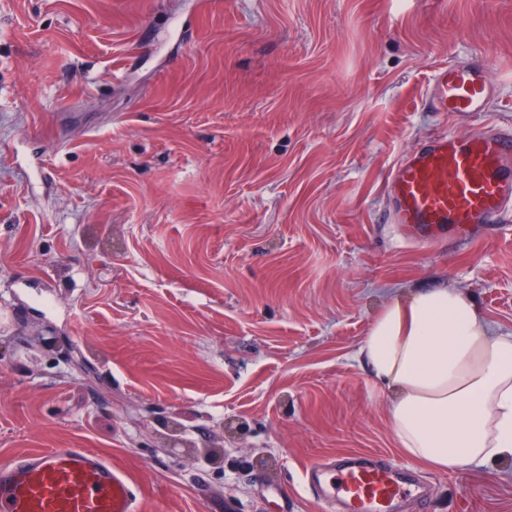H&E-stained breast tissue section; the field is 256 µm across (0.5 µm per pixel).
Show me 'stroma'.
Masks as SVG:
<instances>
[{"instance_id": "stroma-1", "label": "stroma", "mask_w": 512, "mask_h": 512, "mask_svg": "<svg viewBox=\"0 0 512 512\" xmlns=\"http://www.w3.org/2000/svg\"><path fill=\"white\" fill-rule=\"evenodd\" d=\"M479 56L512 124V0H0V463L91 448L144 512H337L347 457L397 512H512V462L402 454L357 350L441 283L512 334V222L411 241L386 179L438 65ZM186 445H166L172 430Z\"/></svg>"}]
</instances>
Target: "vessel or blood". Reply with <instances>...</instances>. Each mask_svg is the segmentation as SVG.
<instances>
[{
    "instance_id": "1",
    "label": "vessel or blood",
    "mask_w": 512,
    "mask_h": 512,
    "mask_svg": "<svg viewBox=\"0 0 512 512\" xmlns=\"http://www.w3.org/2000/svg\"><path fill=\"white\" fill-rule=\"evenodd\" d=\"M496 94L485 63L439 65L426 104L471 118ZM386 195L394 223L411 237L469 241L512 212V127L484 125L458 136L438 133L402 157ZM388 468H351L326 482L322 496L347 512H392L406 495ZM0 512H142L128 474L90 448L29 449L0 464Z\"/></svg>"
}]
</instances>
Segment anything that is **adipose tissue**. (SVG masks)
<instances>
[{
  "mask_svg": "<svg viewBox=\"0 0 512 512\" xmlns=\"http://www.w3.org/2000/svg\"><path fill=\"white\" fill-rule=\"evenodd\" d=\"M360 355L388 393L397 448L443 471L512 460V335L444 284L395 292Z\"/></svg>",
  "mask_w": 512,
  "mask_h": 512,
  "instance_id": "adipose-tissue-1",
  "label": "adipose tissue"
}]
</instances>
